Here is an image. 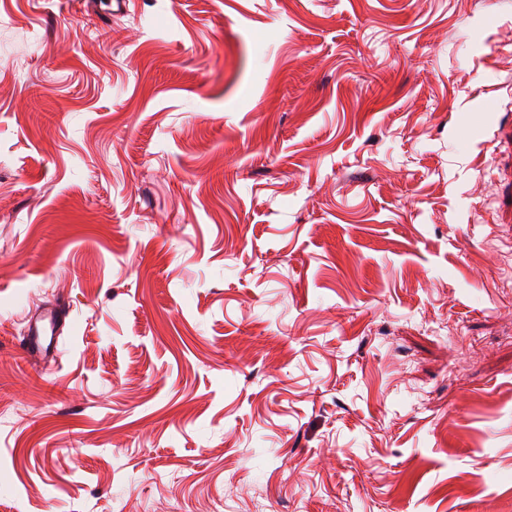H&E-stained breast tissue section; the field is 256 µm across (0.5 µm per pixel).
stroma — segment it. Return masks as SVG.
I'll return each mask as SVG.
<instances>
[{"mask_svg": "<svg viewBox=\"0 0 512 512\" xmlns=\"http://www.w3.org/2000/svg\"><path fill=\"white\" fill-rule=\"evenodd\" d=\"M100 9L0 0V512H512V0ZM69 310L63 299L30 316L26 336L20 341L22 355L30 360L53 359L58 353L55 336L59 326L65 324Z\"/></svg>", "mask_w": 512, "mask_h": 512, "instance_id": "obj_1", "label": "stroma"}]
</instances>
